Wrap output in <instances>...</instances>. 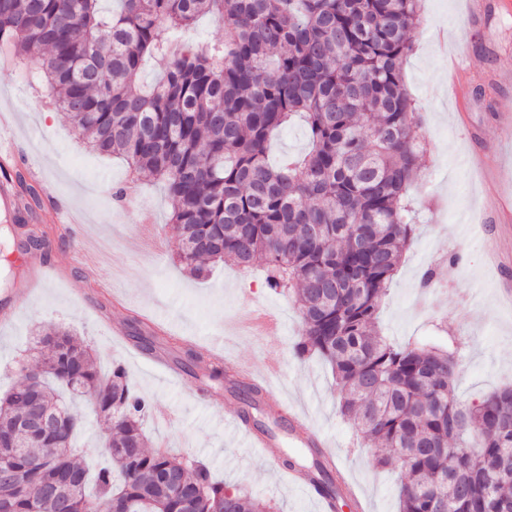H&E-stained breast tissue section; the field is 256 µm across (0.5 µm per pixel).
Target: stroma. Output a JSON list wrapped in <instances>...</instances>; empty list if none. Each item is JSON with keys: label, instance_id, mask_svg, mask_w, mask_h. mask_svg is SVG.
Returning <instances> with one entry per match:
<instances>
[{"label": "stroma", "instance_id": "obj_1", "mask_svg": "<svg viewBox=\"0 0 512 512\" xmlns=\"http://www.w3.org/2000/svg\"><path fill=\"white\" fill-rule=\"evenodd\" d=\"M489 7L466 23L461 0H422L421 24L404 79L419 109V134L427 143V170L412 186L421 210L419 231L403 253L383 296L377 325L401 342L410 338L436 345L455 342L464 361L457 394L479 401L490 391L512 386V231L496 223L483 198L512 200V127L498 113H512V85L496 84L498 66L512 60V11ZM469 53L459 58L458 43ZM469 70L472 93L466 108L451 94L458 67ZM10 113L16 144L38 159L50 203L36 224L51 242L44 261L45 285L23 295L24 278L5 282L19 297L13 320L0 326V394L17 385V368L38 330L65 325L100 352L98 367L109 374L122 364L134 389L152 402L144 428L151 444L209 465L226 486L242 488L270 502L274 512H319L313 492L273 476L244 432L225 418L240 402L229 391H204L199 380H173L154 357L174 361L185 347L204 350L218 343L225 355L263 368L269 353L245 325L262 310L280 317L283 334L276 351L282 372L264 385L266 400L255 414L291 452L289 429L280 421V401L298 403L311 428L328 442L369 512H397L398 465L377 467L360 433L338 414L339 392L328 365L295 359L292 345L301 328L291 296L267 288L261 265L246 274L233 266H211L195 277L177 263L178 242L168 224L170 202L162 182L131 176L125 162L90 152L73 132L64 111L54 110L43 91L23 82L16 68L0 62V112ZM482 153L499 169L486 174L472 164ZM435 285L425 288L426 271ZM149 319L155 348L137 351L132 337L115 340L113 325L134 316ZM72 411L83 424L77 443L87 459L103 462L106 428L84 401Z\"/></svg>", "mask_w": 512, "mask_h": 512}]
</instances>
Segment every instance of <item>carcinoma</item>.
Wrapping results in <instances>:
<instances>
[{
  "label": "carcinoma",
  "instance_id": "carcinoma-1",
  "mask_svg": "<svg viewBox=\"0 0 512 512\" xmlns=\"http://www.w3.org/2000/svg\"><path fill=\"white\" fill-rule=\"evenodd\" d=\"M0 0V52L57 99L75 132L129 170L164 182L178 259L200 277L207 264L241 270L263 260L266 285L295 297L302 328L293 356L332 368L340 413L353 420L378 463H400L399 512H512V387L470 404L455 393L456 348L381 336L376 314L403 249L416 233L408 195L424 166L418 110L404 84L408 32L420 0ZM210 15L224 39L185 40ZM163 79L144 88L143 62ZM302 121L308 148L280 165L272 135ZM0 176L29 200L13 222L35 217L39 192L18 169ZM37 367L0 397V512H268L231 492L190 455L148 449L150 400L125 368L98 371L94 349L74 330L37 334ZM180 365L227 385L246 405L264 389L192 348ZM86 401L109 423L111 466L91 473L73 443L70 411ZM50 411L55 425L32 439L22 422ZM312 483L330 512L344 501L311 448Z\"/></svg>",
  "mask_w": 512,
  "mask_h": 512
}]
</instances>
